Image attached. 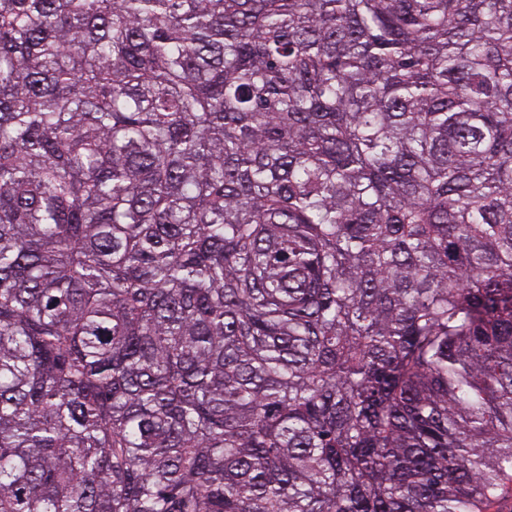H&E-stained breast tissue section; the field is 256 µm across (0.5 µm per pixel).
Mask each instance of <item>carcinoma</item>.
Instances as JSON below:
<instances>
[{
    "label": "carcinoma",
    "instance_id": "carcinoma-1",
    "mask_svg": "<svg viewBox=\"0 0 512 512\" xmlns=\"http://www.w3.org/2000/svg\"><path fill=\"white\" fill-rule=\"evenodd\" d=\"M512 0H0V512H502Z\"/></svg>",
    "mask_w": 512,
    "mask_h": 512
}]
</instances>
